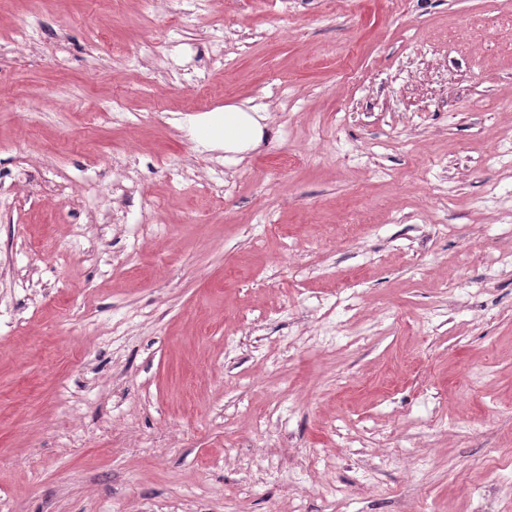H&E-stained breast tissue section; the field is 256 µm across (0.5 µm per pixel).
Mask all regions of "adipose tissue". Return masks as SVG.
Listing matches in <instances>:
<instances>
[{"label": "adipose tissue", "mask_w": 512, "mask_h": 512, "mask_svg": "<svg viewBox=\"0 0 512 512\" xmlns=\"http://www.w3.org/2000/svg\"><path fill=\"white\" fill-rule=\"evenodd\" d=\"M265 113L246 104L228 105L207 113L200 121L197 138L200 142L222 143L228 159L254 149L264 138Z\"/></svg>", "instance_id": "obj_1"}]
</instances>
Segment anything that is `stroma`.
Returning <instances> with one entry per match:
<instances>
[{
	"mask_svg": "<svg viewBox=\"0 0 512 512\" xmlns=\"http://www.w3.org/2000/svg\"><path fill=\"white\" fill-rule=\"evenodd\" d=\"M182 9L0 0V512H512V0ZM248 102L224 106L207 113L200 121L197 139L224 143L225 159L234 160L236 155L254 149L264 138L267 124L265 112H259Z\"/></svg>",
	"mask_w": 512,
	"mask_h": 512,
	"instance_id": "stroma-1",
	"label": "stroma"
}]
</instances>
